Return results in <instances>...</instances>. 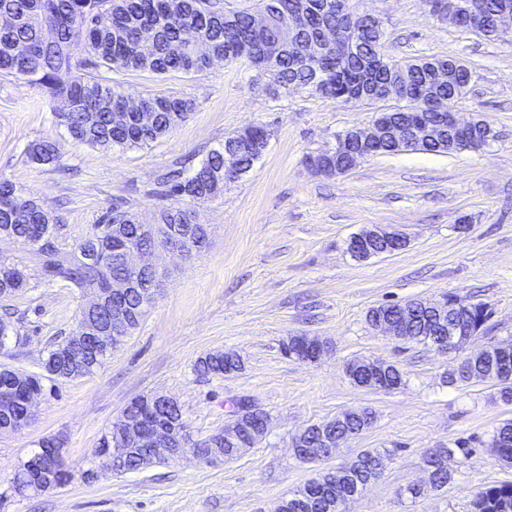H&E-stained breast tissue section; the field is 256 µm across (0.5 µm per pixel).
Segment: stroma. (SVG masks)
<instances>
[{"mask_svg":"<svg viewBox=\"0 0 512 512\" xmlns=\"http://www.w3.org/2000/svg\"><path fill=\"white\" fill-rule=\"evenodd\" d=\"M350 5L380 20L392 59L461 60L472 78L457 110L488 123L496 140L451 154L403 150L319 176L305 157L368 125L383 103L338 102L308 87L276 92L244 61L195 74L125 71L116 79L132 97L177 91L199 106L151 146L106 150L75 143L57 125L55 104L26 81L0 80V179L62 215L66 251L112 203L153 221L169 203L164 176L191 177L233 131L261 125L270 133L246 175L225 182L218 199L193 205L209 227L208 246L189 260L161 255L171 276L127 342L95 374L46 383L29 423L0 433V512H273L319 471L365 449L380 452L385 468L351 512H473L479 490L512 482V466L486 446L493 429L512 419L498 386L449 385L457 354L380 335L366 319L377 305L455 293L492 311L479 343H512V37L459 28L432 14L426 0ZM42 137L56 141L58 162L27 158L28 144ZM376 225L405 233L408 245L354 260L347 241ZM82 303L78 290L60 284L15 298L28 341L7 340L0 369L39 372L49 345L76 328ZM293 335L326 340L328 355L312 364L288 358L282 343ZM225 349L242 355L241 372L197 374L201 357ZM356 358L394 363L403 385L389 393L354 385L344 366ZM155 393L178 402L192 441L223 429L240 398L269 415V433L230 462L190 455L85 479L101 435L133 398ZM356 408L371 409L374 423L335 459L306 464L294 456L290 441L299 430ZM51 435L65 441L70 481L15 494L16 468ZM459 440L470 455L453 466L448 486L411 498L406 489L424 480L427 451Z\"/></svg>","mask_w":512,"mask_h":512,"instance_id":"35a3bbf8","label":"stroma"}]
</instances>
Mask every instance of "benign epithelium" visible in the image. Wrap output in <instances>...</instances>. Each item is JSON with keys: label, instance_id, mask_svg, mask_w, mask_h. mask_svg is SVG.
Returning a JSON list of instances; mask_svg holds the SVG:
<instances>
[{"label": "benign epithelium", "instance_id": "1", "mask_svg": "<svg viewBox=\"0 0 512 512\" xmlns=\"http://www.w3.org/2000/svg\"><path fill=\"white\" fill-rule=\"evenodd\" d=\"M430 10L438 16H444L448 22L467 24L475 31L482 32L491 29L497 36L512 34V8L503 7L492 14L481 12L470 0H428ZM378 101L386 102L390 99H404L405 81L395 77L382 89L378 90ZM408 99V98H406ZM454 101L450 98H440L434 102L438 112L448 115V123L431 121L427 118L408 117L401 122H395L390 112L376 113L371 124L366 127H355L339 135L336 145L322 151L317 158L308 162L309 168L317 174L334 175L350 171L358 162L375 155L377 146L391 140L399 146L433 144L442 153L446 154L454 149L461 151L469 148L464 139H454L453 131L477 130L485 142L495 140L493 128L475 119L465 120L460 113L453 109ZM409 109L413 110L419 103L415 99H408ZM251 127L240 131V139L224 150V178L238 179L247 173L239 164L241 153L252 155L262 154L268 139L261 141L248 137ZM338 162H333V159ZM407 242V237L395 230L388 231L381 227L366 229L351 237L347 242V251L357 261H364L372 257L393 255L400 251V246ZM156 249L129 250L126 252V261L133 270L153 274L159 280L163 275L160 263L156 261ZM132 287L129 281L114 280L112 285L103 288L89 298L87 306L91 309H100L106 306L111 299H117L118 293L124 288ZM477 308L476 303L454 293H445L429 300H416L398 305L397 313L392 314L383 310L379 305L370 309L369 323L385 336L398 340L406 338V322L409 314L418 310L426 318L434 322L437 335L442 340L433 344L432 348L442 352L451 353L460 350L465 344L479 336V332L459 317V312ZM132 316L123 311L112 314V327L97 332L94 341L100 348H107L112 341L122 337L129 330ZM288 357L302 363H315L326 353L325 343L315 336H290L287 338ZM502 347L487 344L473 352L467 359H482L489 365L485 373V380L498 381L500 377L512 375V364L500 360L498 352ZM392 371V364L381 359H362L348 363L345 367L346 376L352 383L361 387L389 392L393 390L387 384V378ZM361 417L364 420L362 428L355 431L333 433L334 422L346 416ZM370 423L365 410L347 409L331 419L320 424V437L314 441L315 447L309 444H300L297 438H292L291 447L294 453H303L304 456L317 461L335 457L336 448L346 439L363 433V428ZM269 419L260 407L250 404V407L241 411L236 410L224 429L217 432V436L229 444L242 445L241 436L248 435L247 441L251 445L260 443L267 435ZM122 431L118 439L106 448L97 449V455L102 458L104 467H110L111 461L124 457L132 447L153 448L161 451L171 460L182 458L191 453L200 459L213 460L211 447L212 438L205 442L194 444L191 442L188 429L178 428L160 419L145 420L140 416L125 414L121 419ZM64 441L57 438L56 444L41 449L34 458L23 463L19 468L21 480L17 482L15 492L21 495L36 494L48 489L57 470L65 465L63 454Z\"/></svg>", "mask_w": 512, "mask_h": 512}]
</instances>
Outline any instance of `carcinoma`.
<instances>
[{"instance_id":"cac0c4a2","label":"carcinoma","mask_w":512,"mask_h":512,"mask_svg":"<svg viewBox=\"0 0 512 512\" xmlns=\"http://www.w3.org/2000/svg\"><path fill=\"white\" fill-rule=\"evenodd\" d=\"M324 0H261L269 22L257 33L251 12L241 10L224 13L218 0H0V16L12 23L0 27V78L27 80L33 87L60 103L55 112L57 124L64 127L76 142L104 149H132L147 146L170 133L195 111V98L177 92L146 97L153 103L150 125H145V112L125 107L122 86L112 81L110 73L148 70L159 75L194 74L203 71L198 59L189 52L178 53L176 45L190 42L209 47L211 52L238 61L243 43H279L280 53L272 76L275 86L289 89L295 85L314 86L312 74L299 57L301 48L310 40H320L325 29L341 25L343 40L360 42L362 55L350 57L341 47L325 46L321 50V66L327 81L321 93L336 101H347L364 86L385 84L394 70L404 73L412 97L460 98L467 81L455 74L451 83L441 86L434 81L428 62L452 65V59L391 60L385 51L384 34L358 19L345 24L334 14L321 10ZM297 14L303 22L294 29L280 26L283 13ZM83 46L85 57L77 59L71 47ZM125 113V122L115 125L112 115ZM31 160L50 164L58 159L55 141L42 138L28 147ZM166 197L176 204L160 210L153 237L146 238L137 214L115 203L93 225L92 232L67 252L59 244L62 219L45 210L35 199L25 195L11 181L0 180V201L18 198L24 201L20 210H0V239L23 246L34 259L35 274L16 281L9 276L13 264L0 257V303L8 306L20 292L38 284L66 282L82 291H94L102 282L126 275V267L115 248L121 244L163 246L169 241L173 224L189 223L190 211L184 202H205L224 191V148L211 150L194 174L185 180L174 175L166 181ZM96 249L103 257L97 268L84 264L86 252ZM74 339L65 336L51 344L41 366L43 374L30 375L15 382L11 371L0 370V396L10 397L7 407L0 406V432H14L27 421V396L42 389V380L50 381L83 377L94 373L110 357L91 341L81 346L85 352V369L68 367L63 355L72 348ZM243 365L216 351L201 358L196 371L201 376H230ZM154 414L173 422L186 424L176 402L162 403ZM497 444L494 452L512 456V421L495 428L488 444ZM154 462H164L160 451L134 448L120 461L112 463L119 475L136 471L146 455ZM436 486L448 485V449L439 448L426 457ZM312 493L318 496L317 512H336V473L326 470L313 480ZM474 512H512V483L503 482L481 490L473 503Z\"/></svg>"}]
</instances>
